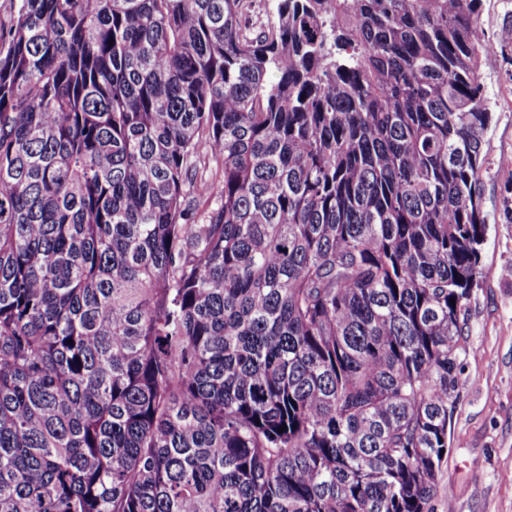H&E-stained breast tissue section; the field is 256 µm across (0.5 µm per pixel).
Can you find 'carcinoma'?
<instances>
[{"mask_svg": "<svg viewBox=\"0 0 512 512\" xmlns=\"http://www.w3.org/2000/svg\"><path fill=\"white\" fill-rule=\"evenodd\" d=\"M480 2L16 0L0 512H430L482 275Z\"/></svg>", "mask_w": 512, "mask_h": 512, "instance_id": "obj_1", "label": "carcinoma"}]
</instances>
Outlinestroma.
Segmentation results:
<instances>
[{
	"mask_svg": "<svg viewBox=\"0 0 512 512\" xmlns=\"http://www.w3.org/2000/svg\"><path fill=\"white\" fill-rule=\"evenodd\" d=\"M479 24L496 51L479 76L493 112L480 176L483 277L468 312L464 383L448 428L433 512H512V0H482Z\"/></svg>",
	"mask_w": 512,
	"mask_h": 512,
	"instance_id": "stroma-1",
	"label": "stroma"
}]
</instances>
